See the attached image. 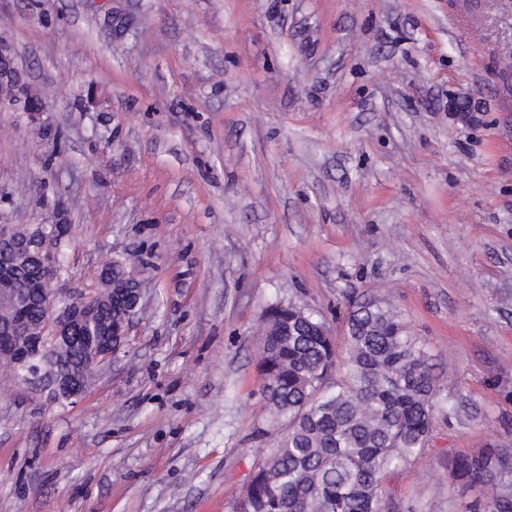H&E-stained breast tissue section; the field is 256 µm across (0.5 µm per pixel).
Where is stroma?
Instances as JSON below:
<instances>
[{
    "label": "stroma",
    "instance_id": "stroma-1",
    "mask_svg": "<svg viewBox=\"0 0 512 512\" xmlns=\"http://www.w3.org/2000/svg\"><path fill=\"white\" fill-rule=\"evenodd\" d=\"M0 34L47 106L0 112V224H70L59 291L117 258L146 288L76 403L0 367V512H238L280 437L264 312L341 350L351 295L455 408L382 512L484 502L447 463L512 448V0H0Z\"/></svg>",
    "mask_w": 512,
    "mask_h": 512
}]
</instances>
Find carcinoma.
Returning a JSON list of instances; mask_svg holds the SVG:
<instances>
[{"instance_id":"obj_1","label":"carcinoma","mask_w":512,"mask_h":512,"mask_svg":"<svg viewBox=\"0 0 512 512\" xmlns=\"http://www.w3.org/2000/svg\"><path fill=\"white\" fill-rule=\"evenodd\" d=\"M432 359L399 312L375 299L349 298L343 357L324 319L292 303L268 308L257 363L283 433L253 468L240 512H380L385 476L425 447L442 408ZM448 470L484 483L488 512H512L502 478L512 448L454 456Z\"/></svg>"}]
</instances>
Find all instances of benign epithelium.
<instances>
[{"label":"benign epithelium","instance_id":"benign-epithelium-1","mask_svg":"<svg viewBox=\"0 0 512 512\" xmlns=\"http://www.w3.org/2000/svg\"><path fill=\"white\" fill-rule=\"evenodd\" d=\"M32 97L14 66L9 42L0 36V108L21 110L41 125L44 109L27 107ZM64 230L63 224L51 232L44 224H0V361L25 368L30 384L50 390L53 398L75 402L90 382L66 372L70 347L82 343L83 364L90 373L99 372L112 361V337H128L143 306L144 288L130 272L117 280L99 277L101 288L95 291L56 293ZM34 257L41 258L42 316L29 323L18 315L22 297L12 284Z\"/></svg>","mask_w":512,"mask_h":512}]
</instances>
